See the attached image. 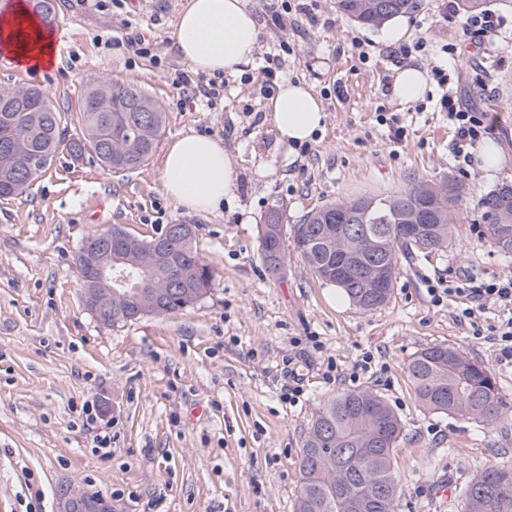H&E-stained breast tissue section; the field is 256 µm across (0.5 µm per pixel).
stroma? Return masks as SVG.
Listing matches in <instances>:
<instances>
[{"mask_svg": "<svg viewBox=\"0 0 512 512\" xmlns=\"http://www.w3.org/2000/svg\"><path fill=\"white\" fill-rule=\"evenodd\" d=\"M186 3L56 0L58 64L35 74L0 59V89L38 88L62 110L77 112L88 83L128 81L167 112L141 168L115 173L92 153L63 151L26 193L0 199V512H58L66 483L111 498L117 512H292L309 422L328 397L360 389L382 394L404 424L397 512H460L456 492L473 472L512 462V364L457 320L458 298L434 303L429 288L512 277V253L491 243L480 208L484 194L512 182V164L492 179L478 159L457 158L441 98L450 90L461 109L486 113L485 140L512 160V0H487L505 21L491 42L464 27L456 0H419L398 45L336 0H290L281 24L265 0H249L258 43L211 99L174 84L190 70L172 46ZM132 32L152 41L153 55L132 52ZM408 66L427 74L413 103L392 91ZM286 81L308 84L325 112L323 128L299 145L281 141L268 107ZM381 112L398 118L402 140L390 141ZM190 133L222 141L236 174L231 197L208 213L187 211L163 187L166 146ZM448 180L464 194L447 246L399 251L392 295L375 310L318 280L295 248L286 274L265 269L258 230L272 206L290 226L334 200ZM176 223L193 225L212 293L100 325L82 300V241L115 225L149 239ZM434 345L490 371L504 401L495 423L418 404L407 365ZM366 354L369 366L358 368ZM104 430L106 453L95 442ZM443 477L454 490L445 502L430 494Z\"/></svg>", "mask_w": 512, "mask_h": 512, "instance_id": "obj_1", "label": "stroma"}]
</instances>
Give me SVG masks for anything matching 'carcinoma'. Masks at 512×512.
Segmentation results:
<instances>
[{
  "instance_id": "cac0c4a2",
  "label": "carcinoma",
  "mask_w": 512,
  "mask_h": 512,
  "mask_svg": "<svg viewBox=\"0 0 512 512\" xmlns=\"http://www.w3.org/2000/svg\"><path fill=\"white\" fill-rule=\"evenodd\" d=\"M417 0H337L353 21L380 27L390 18L416 8ZM100 82L86 85L79 105L80 135L67 138L68 112L60 111L35 88H19L17 96L0 101V150L5 137L26 145L28 168L0 169V198L23 194L63 150L84 151L114 172L140 168L152 155L166 124L162 103L133 82H112V112L97 100ZM461 188L452 181L414 183L385 197H357L328 202L301 216L293 227L296 250L321 281L343 290L350 302L375 293L364 287L359 267L377 263L387 269L388 283L398 263V249L420 250L426 236L433 248L448 244ZM482 217L495 246L512 234V183H503L481 199ZM419 218L431 220L433 231L408 236L402 227ZM272 231L260 238L266 269L286 259L283 211L272 206L266 215ZM379 227L377 253L363 250L360 233ZM191 238L170 243L177 266L149 258L138 246L112 249V259L127 269L129 282L112 291V326L149 314L161 315L195 305L211 293L215 276ZM408 378L420 404L434 413L459 416L475 423H493L503 399L491 373L461 351L432 346L408 363ZM403 424L390 404L371 389L344 392L327 399L308 428L300 459L301 487L294 512H396L399 479L394 466ZM461 512H512V464L474 472L459 492Z\"/></svg>"
}]
</instances>
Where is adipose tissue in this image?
<instances>
[{
	"instance_id": "1",
	"label": "adipose tissue",
	"mask_w": 512,
	"mask_h": 512,
	"mask_svg": "<svg viewBox=\"0 0 512 512\" xmlns=\"http://www.w3.org/2000/svg\"><path fill=\"white\" fill-rule=\"evenodd\" d=\"M37 0H9L0 9V55L17 66L39 72L55 61L57 37L45 29ZM258 26L246 0H188L173 31L177 54L193 70L232 74L256 47ZM272 118L283 142L311 139L323 123L322 105L305 83H282L270 101ZM166 193L192 212H209L232 194L235 172L221 141L197 134L172 140L162 165Z\"/></svg>"
}]
</instances>
